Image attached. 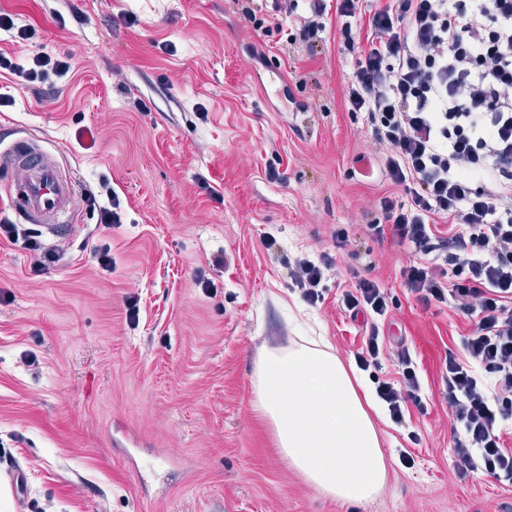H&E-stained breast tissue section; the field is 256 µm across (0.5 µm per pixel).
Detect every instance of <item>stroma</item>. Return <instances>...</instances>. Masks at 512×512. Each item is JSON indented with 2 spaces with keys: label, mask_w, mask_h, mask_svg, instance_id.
I'll return each instance as SVG.
<instances>
[{
  "label": "stroma",
  "mask_w": 512,
  "mask_h": 512,
  "mask_svg": "<svg viewBox=\"0 0 512 512\" xmlns=\"http://www.w3.org/2000/svg\"><path fill=\"white\" fill-rule=\"evenodd\" d=\"M324 3L310 49L271 0H0L35 31L21 45L0 32V54L72 64L51 93L0 70L12 101L0 151L32 135L62 146L97 197L57 243L0 193V221L19 231L0 238V512H512V487L453 471L441 376L473 323L408 293V250L368 230L385 221L383 197L412 195L387 180L367 113L345 105L357 52L336 33V0ZM300 254L331 263L314 306L289 273ZM363 278L394 298L376 323L340 302ZM296 306L343 361L374 323L382 375L400 377L392 348L412 353L423 404L379 420L388 473L372 502L320 495L255 410L256 364L297 341Z\"/></svg>",
  "instance_id": "35a3bbf8"
}]
</instances>
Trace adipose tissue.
<instances>
[{"label":"adipose tissue","instance_id":"ef3b65f1","mask_svg":"<svg viewBox=\"0 0 512 512\" xmlns=\"http://www.w3.org/2000/svg\"><path fill=\"white\" fill-rule=\"evenodd\" d=\"M256 408L283 458L324 496L373 501L386 482L381 437L344 363L317 344L267 351L255 370Z\"/></svg>","mask_w":512,"mask_h":512}]
</instances>
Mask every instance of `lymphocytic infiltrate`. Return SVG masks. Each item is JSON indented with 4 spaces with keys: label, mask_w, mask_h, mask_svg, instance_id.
I'll return each mask as SVG.
<instances>
[{
    "label": "lymphocytic infiltrate",
    "mask_w": 512,
    "mask_h": 512,
    "mask_svg": "<svg viewBox=\"0 0 512 512\" xmlns=\"http://www.w3.org/2000/svg\"><path fill=\"white\" fill-rule=\"evenodd\" d=\"M360 2L336 0L341 38L367 43L346 106L376 118L386 176L413 194L406 210L383 198L386 222L369 231L410 251L402 275L411 293L473 318L460 352L445 358L453 468L462 479L481 472L512 487V452L498 429L512 422V0H386L367 15ZM0 68L51 88L71 64L40 53L19 63L0 56ZM439 218L448 232L437 229ZM341 303L377 319L391 297L362 279ZM382 354L371 327L355 362L398 423L407 403H420V382L408 348L393 351L396 382L380 377Z\"/></svg>",
    "instance_id": "1"
}]
</instances>
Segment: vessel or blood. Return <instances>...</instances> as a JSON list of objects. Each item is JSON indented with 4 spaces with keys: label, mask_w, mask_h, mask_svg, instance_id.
Masks as SVG:
<instances>
[{
    "label": "vessel or blood",
    "mask_w": 512,
    "mask_h": 512,
    "mask_svg": "<svg viewBox=\"0 0 512 512\" xmlns=\"http://www.w3.org/2000/svg\"><path fill=\"white\" fill-rule=\"evenodd\" d=\"M0 168L8 175V198L15 214L28 224L49 225L64 238L66 225L76 223L82 197L71 172L38 140L21 138L0 153Z\"/></svg>",
    "instance_id": "b4317fda"
}]
</instances>
